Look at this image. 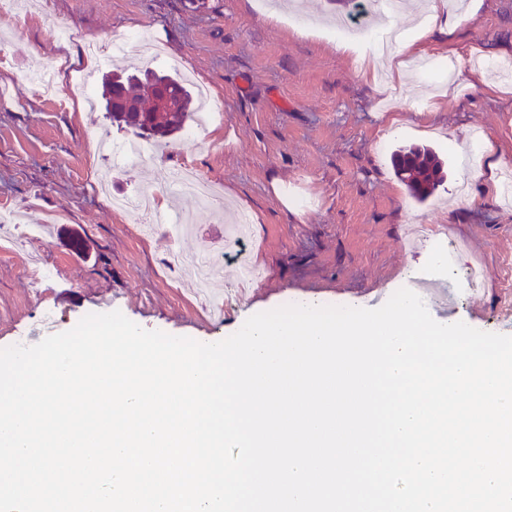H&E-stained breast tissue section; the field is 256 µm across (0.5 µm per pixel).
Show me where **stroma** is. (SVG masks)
<instances>
[{
    "mask_svg": "<svg viewBox=\"0 0 512 512\" xmlns=\"http://www.w3.org/2000/svg\"><path fill=\"white\" fill-rule=\"evenodd\" d=\"M460 19L454 53L438 52L436 33L422 34L416 0L396 13L405 38L422 37L428 76L408 67L404 87L387 90L376 71L393 72L389 56L362 62L338 52L326 0H303L316 24L270 15L260 0H30L14 28L0 29V208L50 220L46 238L0 253V347L37 344L72 329L85 315L120 311L147 330L203 342L234 334L250 316L305 295L330 306L368 307L407 286L432 262L430 247H408L409 225L428 222L462 249L455 270L482 263L485 279L457 287L447 322L497 333L512 323L500 298L504 260H512V203L484 195L487 164L512 163V76L489 65L512 60V0H439ZM69 26L74 39L57 42ZM151 29L168 55L181 57L193 83L206 85L221 112L197 139L177 133L159 147L162 166L114 167L96 152L97 137L122 140L105 103L85 106L74 77L94 79L107 60L83 64V39L105 45ZM52 68L58 91L47 98L23 70ZM496 88L495 97L483 93ZM434 147L446 177L426 202L396 177L391 154L403 145ZM194 167L217 182L252 220V255L264 272L249 299L204 310L194 289L168 266L171 252L226 251L225 220L200 213L201 228L177 235L170 223L138 234L112 198L155 194L164 213L199 211L193 197L161 191L165 169Z\"/></svg>",
    "mask_w": 512,
    "mask_h": 512,
    "instance_id": "1",
    "label": "stroma"
}]
</instances>
